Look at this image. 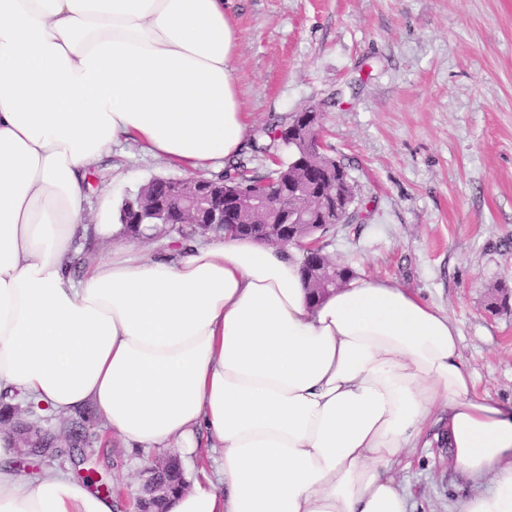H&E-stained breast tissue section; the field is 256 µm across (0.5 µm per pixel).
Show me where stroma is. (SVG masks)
<instances>
[{
    "label": "stroma",
    "mask_w": 512,
    "mask_h": 512,
    "mask_svg": "<svg viewBox=\"0 0 512 512\" xmlns=\"http://www.w3.org/2000/svg\"><path fill=\"white\" fill-rule=\"evenodd\" d=\"M234 78L252 130L317 106L327 143L358 184L361 217L323 251L354 275L398 282L456 328L478 394L512 401V0H234ZM179 170L130 143L91 179L133 196ZM94 493L140 467L101 419L53 459ZM412 512H453L459 479L444 448L398 466Z\"/></svg>",
    "instance_id": "stroma-1"
}]
</instances>
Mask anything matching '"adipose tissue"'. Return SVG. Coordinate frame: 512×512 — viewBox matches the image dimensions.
<instances>
[{
	"label": "adipose tissue",
	"mask_w": 512,
	"mask_h": 512,
	"mask_svg": "<svg viewBox=\"0 0 512 512\" xmlns=\"http://www.w3.org/2000/svg\"><path fill=\"white\" fill-rule=\"evenodd\" d=\"M225 0H0V394L95 405L130 451L213 465L166 512H408L396 477L433 412L454 512H512V404L477 394L454 326L391 280L310 301L301 250L225 231L158 256L112 221L80 280L90 174L132 142L217 173L249 132ZM63 473L0 466V512H113Z\"/></svg>",
	"instance_id": "1"
}]
</instances>
